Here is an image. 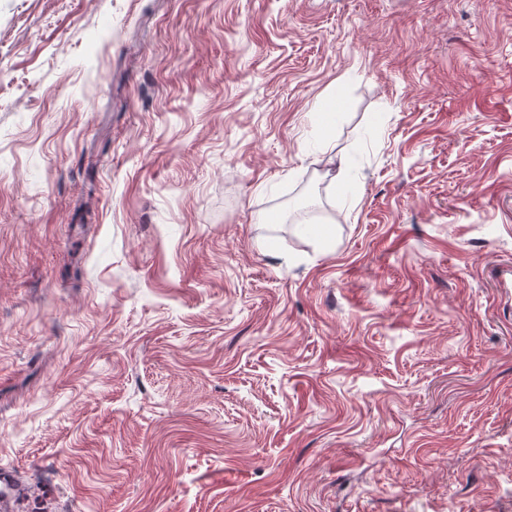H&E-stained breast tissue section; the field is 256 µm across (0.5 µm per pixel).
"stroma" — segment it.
<instances>
[{"label": "stroma", "instance_id": "1", "mask_svg": "<svg viewBox=\"0 0 512 512\" xmlns=\"http://www.w3.org/2000/svg\"><path fill=\"white\" fill-rule=\"evenodd\" d=\"M2 468L512 512V0H0Z\"/></svg>", "mask_w": 512, "mask_h": 512}]
</instances>
